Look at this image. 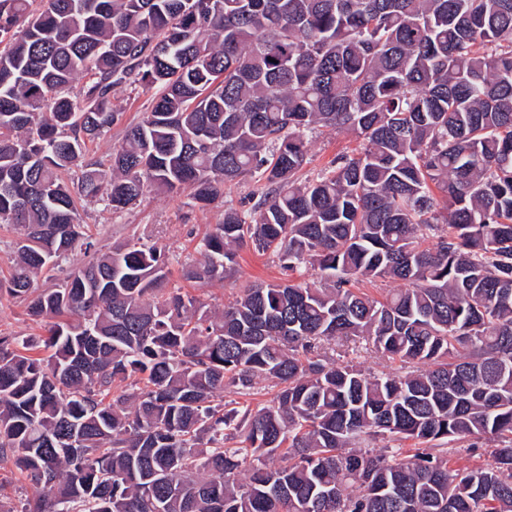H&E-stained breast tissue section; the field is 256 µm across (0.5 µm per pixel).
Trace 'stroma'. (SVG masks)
Returning a JSON list of instances; mask_svg holds the SVG:
<instances>
[{
	"label": "stroma",
	"instance_id": "35a3bbf8",
	"mask_svg": "<svg viewBox=\"0 0 512 512\" xmlns=\"http://www.w3.org/2000/svg\"><path fill=\"white\" fill-rule=\"evenodd\" d=\"M153 95V90L140 86L116 89L112 101L122 112L123 119L91 144V157L107 158L113 148L121 144L127 127L138 122L150 108ZM358 147V139L347 131L313 133L311 161L304 170L305 175L317 176L336 155L353 153ZM255 188L252 180L241 181L225 188L223 203L205 207L193 203L184 192L152 191L123 212L114 213L103 204L95 203L85 205L81 216L99 249L109 250L114 243L134 235L163 246L172 272L171 282L176 285L180 282L182 266L199 260L198 244L210 225L218 222L225 204L239 205ZM237 260L238 270L233 276L192 287V294L201 296L211 308L220 311L234 302L242 286L273 283L282 277L279 266L251 247L240 248ZM495 446L492 439L471 437L444 445L443 453L452 467H472L490 463Z\"/></svg>",
	"mask_w": 512,
	"mask_h": 512
}]
</instances>
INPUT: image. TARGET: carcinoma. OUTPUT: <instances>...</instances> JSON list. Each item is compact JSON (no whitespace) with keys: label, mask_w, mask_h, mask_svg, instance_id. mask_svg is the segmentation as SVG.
I'll return each mask as SVG.
<instances>
[{"label":"carcinoma","mask_w":512,"mask_h":512,"mask_svg":"<svg viewBox=\"0 0 512 512\" xmlns=\"http://www.w3.org/2000/svg\"><path fill=\"white\" fill-rule=\"evenodd\" d=\"M32 5L0 0V294L44 331L0 336V469L47 490L17 512H512V0ZM123 85L159 93L89 158ZM318 128L360 148L303 179ZM248 178L182 278L224 280L243 245L285 278L220 313L167 287L163 247L100 252L80 214ZM360 340L415 369L330 353ZM266 380V405L224 400ZM472 436L498 445L462 470L353 447ZM15 238L14 231L6 228H0V278L8 277L13 266V240ZM90 254H85L84 250H80L77 248L75 251H72L66 259H64L59 268H56L51 274H53L52 279L44 282V278L41 279V283H43L44 287H51L55 283L62 279L69 270L76 266L84 265L90 260ZM337 350L342 355L339 362H349L365 371L390 374H400L408 371V369L403 368L400 362L379 358L370 350L366 351L364 348H355L352 343L349 344V348L345 346Z\"/></svg>","instance_id":"obj_1"}]
</instances>
